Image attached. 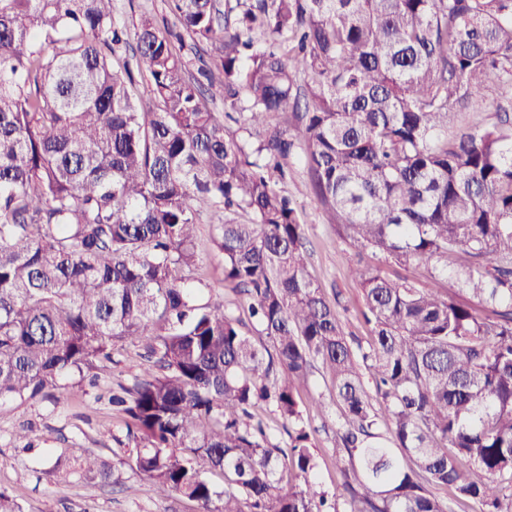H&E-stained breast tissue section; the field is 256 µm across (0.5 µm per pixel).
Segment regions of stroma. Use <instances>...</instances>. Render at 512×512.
<instances>
[{"label":"stroma","mask_w":512,"mask_h":512,"mask_svg":"<svg viewBox=\"0 0 512 512\" xmlns=\"http://www.w3.org/2000/svg\"><path fill=\"white\" fill-rule=\"evenodd\" d=\"M285 187L305 226L312 277L327 298L338 300L346 335L367 342L369 328L362 318V292L348 273L349 267L367 259V252L354 249L342 230L332 225L299 159H290ZM220 221V216L205 215L197 227L202 258L199 301L223 304L242 317L246 314L244 305L225 284L224 259L211 242ZM148 366L144 349L127 345L114 351L111 362L99 366L95 385H84L67 399L58 402L41 395L0 401V491L14 497L23 512H196L195 503L181 495L158 497L144 476L122 463L132 445L122 415L108 398L113 388L133 385ZM330 387V382L316 372L301 396L304 420L315 430L318 481L334 493L341 489L334 453L339 411L331 402L322 410L310 403L312 395L328 394ZM89 452L117 465L119 483L105 485L77 476L63 480L52 473L58 456L74 459ZM131 484L136 487L132 493L127 490Z\"/></svg>","instance_id":"stroma-1"}]
</instances>
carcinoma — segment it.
Wrapping results in <instances>:
<instances>
[{
  "instance_id": "obj_1",
  "label": "carcinoma",
  "mask_w": 512,
  "mask_h": 512,
  "mask_svg": "<svg viewBox=\"0 0 512 512\" xmlns=\"http://www.w3.org/2000/svg\"><path fill=\"white\" fill-rule=\"evenodd\" d=\"M167 5L171 28L143 13L127 29L112 0H0V400L77 387L143 342L156 371L112 405L136 443L122 464L159 496L197 512H512V0H236L222 22L214 0ZM186 36L214 50L222 114L211 71L189 75L174 45ZM130 44L146 100L113 65ZM490 80L499 122L448 138L452 116L489 107ZM288 110L295 136L273 121ZM233 113L255 142L226 129ZM297 149L354 246L427 261L458 292L351 268L371 327L352 346L281 186ZM205 212L224 215V282L270 350L194 305ZM316 363L339 407L342 497L317 481L298 401ZM264 405L287 448L254 420ZM74 474L114 470L87 455Z\"/></svg>"
}]
</instances>
